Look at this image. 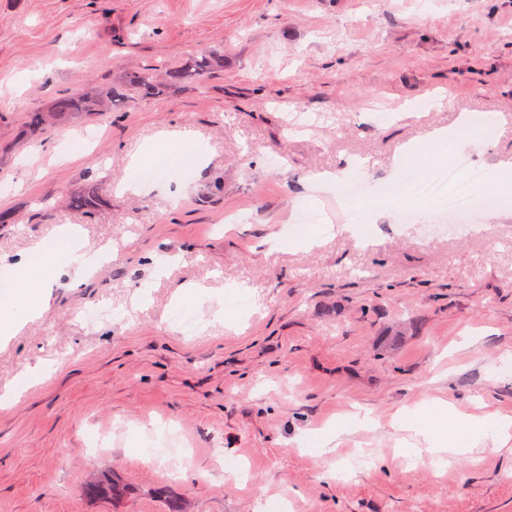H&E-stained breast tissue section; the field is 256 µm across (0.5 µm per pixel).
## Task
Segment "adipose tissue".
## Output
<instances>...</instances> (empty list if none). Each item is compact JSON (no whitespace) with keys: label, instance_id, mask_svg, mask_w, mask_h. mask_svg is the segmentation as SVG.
Instances as JSON below:
<instances>
[{"label":"adipose tissue","instance_id":"adipose-tissue-1","mask_svg":"<svg viewBox=\"0 0 512 512\" xmlns=\"http://www.w3.org/2000/svg\"><path fill=\"white\" fill-rule=\"evenodd\" d=\"M72 246L66 233L39 242L35 258L19 261L18 275L0 281L1 336L18 335L26 321L41 316L42 290L57 271L59 255ZM396 425L422 441L421 446L399 452L416 466L438 468L468 457L473 449L495 452L512 441V416L467 413L431 395L402 410Z\"/></svg>","mask_w":512,"mask_h":512}]
</instances>
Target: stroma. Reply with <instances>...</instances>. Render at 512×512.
I'll list each match as a JSON object with an SVG mask.
<instances>
[{
	"instance_id": "35a3bbf8",
	"label": "stroma",
	"mask_w": 512,
	"mask_h": 512,
	"mask_svg": "<svg viewBox=\"0 0 512 512\" xmlns=\"http://www.w3.org/2000/svg\"><path fill=\"white\" fill-rule=\"evenodd\" d=\"M223 67L167 95L159 77L201 52ZM111 86L119 106L39 130L63 94ZM441 107L392 122L428 90ZM499 126L448 139L445 163L512 160V0H0V272L65 227L88 268L65 266L44 313L0 340V512H512V449L441 470L393 458L398 410L434 394L512 416V211L428 234L416 215L345 230L344 194L314 173L365 159L359 186L399 185L396 151L460 114ZM206 143L202 165L118 193L134 155L163 131ZM103 206L72 199L88 181ZM331 232L308 250L295 202ZM377 425L314 457L328 420ZM178 454L150 460L164 427ZM111 468L129 494L92 500ZM88 493L93 497H100L112 501L114 496V484L112 486V474L96 470L92 473L88 482Z\"/></svg>"
}]
</instances>
